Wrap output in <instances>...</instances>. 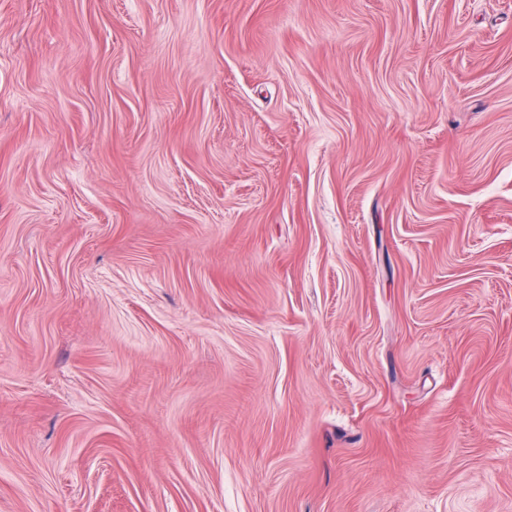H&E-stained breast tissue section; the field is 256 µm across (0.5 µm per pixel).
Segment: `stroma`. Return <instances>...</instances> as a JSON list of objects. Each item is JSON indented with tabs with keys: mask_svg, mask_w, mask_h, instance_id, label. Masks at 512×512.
Instances as JSON below:
<instances>
[{
	"mask_svg": "<svg viewBox=\"0 0 512 512\" xmlns=\"http://www.w3.org/2000/svg\"><path fill=\"white\" fill-rule=\"evenodd\" d=\"M0 512H512V0H0Z\"/></svg>",
	"mask_w": 512,
	"mask_h": 512,
	"instance_id": "1",
	"label": "stroma"
}]
</instances>
